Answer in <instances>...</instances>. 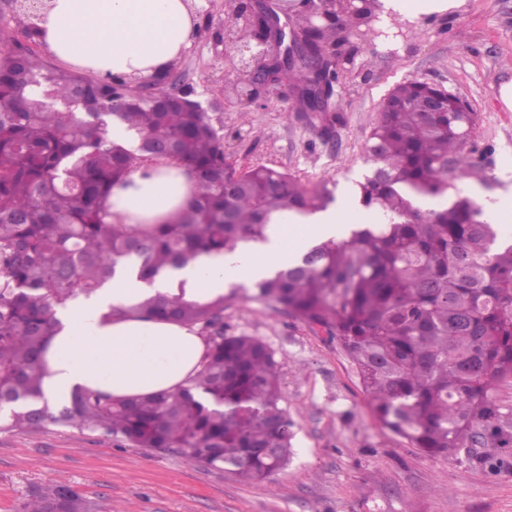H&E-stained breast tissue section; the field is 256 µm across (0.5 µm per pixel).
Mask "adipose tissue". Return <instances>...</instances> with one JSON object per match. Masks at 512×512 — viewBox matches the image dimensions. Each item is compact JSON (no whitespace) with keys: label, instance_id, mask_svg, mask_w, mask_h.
Returning a JSON list of instances; mask_svg holds the SVG:
<instances>
[{"label":"adipose tissue","instance_id":"obj_1","mask_svg":"<svg viewBox=\"0 0 512 512\" xmlns=\"http://www.w3.org/2000/svg\"><path fill=\"white\" fill-rule=\"evenodd\" d=\"M466 0H379L381 18L415 20L452 14ZM196 21L191 0H51L40 18L43 44L59 62L105 76L147 77L190 44ZM195 186L181 169L162 163L134 169L107 201L113 222L162 224L188 207ZM340 212L282 215L267 242L212 253L170 268L152 282L123 266L110 283L56 308V326L45 355L43 392L51 404L66 403L78 388L113 397L147 396L187 386L206 344L197 328L164 320L111 316L147 295L183 296L204 303L229 285L253 283L294 263L316 235L341 234Z\"/></svg>","mask_w":512,"mask_h":512}]
</instances>
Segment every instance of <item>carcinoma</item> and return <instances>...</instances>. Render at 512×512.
Masks as SVG:
<instances>
[{
    "instance_id": "carcinoma-1",
    "label": "carcinoma",
    "mask_w": 512,
    "mask_h": 512,
    "mask_svg": "<svg viewBox=\"0 0 512 512\" xmlns=\"http://www.w3.org/2000/svg\"><path fill=\"white\" fill-rule=\"evenodd\" d=\"M294 88L307 65H281ZM415 82L396 86L368 139L372 173L360 202L378 217L349 237L325 239L256 283L257 298L326 330L356 366L382 428L422 452L465 453L493 466L512 453V240L458 196L439 210L413 198L448 194L473 165L454 160L465 143L461 112L424 111ZM140 139L170 144L174 157L112 142V120ZM164 161L196 185L172 224H115L105 201L133 169ZM334 201L328 185L306 188L267 167L239 173L205 112L172 110L78 80L21 49L0 47L1 432L46 425L101 433L137 448L166 449L191 464L261 481L291 455L274 351L224 333V298L188 302L145 296L128 309L197 327L208 351L188 386L117 400L93 389L53 407L44 398L43 353L55 308L110 281L121 264L150 280L203 254L264 242L285 212L305 216ZM497 448L501 455L477 452ZM20 512H96L72 487L40 488Z\"/></svg>"
}]
</instances>
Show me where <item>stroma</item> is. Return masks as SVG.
Listing matches in <instances>:
<instances>
[{
  "label": "stroma",
  "mask_w": 512,
  "mask_h": 512,
  "mask_svg": "<svg viewBox=\"0 0 512 512\" xmlns=\"http://www.w3.org/2000/svg\"><path fill=\"white\" fill-rule=\"evenodd\" d=\"M240 171L264 165L308 187L325 182L348 224H370L359 184L373 163L367 140L383 99L398 84L424 81L461 97L476 116L462 154L473 176L458 194L509 220L512 238V110L498 99L512 80V0H466L452 15L404 27L360 50L335 85L336 121L324 132L279 85L260 103L224 98L228 68L212 42L192 43L179 59ZM254 284L224 294V331L262 339L279 363L283 405L294 423L288 464L259 483L188 463L176 453L134 448L100 434L47 426L0 432V512H19L37 489L70 486L101 512H512V469L495 472L466 456L429 455L383 429L354 364L326 331L256 300Z\"/></svg>",
  "instance_id": "obj_1"
}]
</instances>
